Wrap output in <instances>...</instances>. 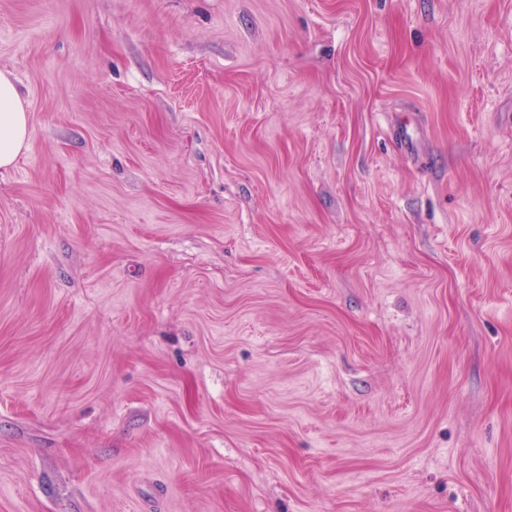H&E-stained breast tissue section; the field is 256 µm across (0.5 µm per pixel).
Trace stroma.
Instances as JSON below:
<instances>
[{"label":"stroma","mask_w":512,"mask_h":512,"mask_svg":"<svg viewBox=\"0 0 512 512\" xmlns=\"http://www.w3.org/2000/svg\"><path fill=\"white\" fill-rule=\"evenodd\" d=\"M0 512H512V0H0ZM30 123L12 80L0 73V168L13 165L29 140Z\"/></svg>","instance_id":"stroma-1"}]
</instances>
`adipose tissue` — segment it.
I'll return each mask as SVG.
<instances>
[{
  "instance_id": "1",
  "label": "adipose tissue",
  "mask_w": 512,
  "mask_h": 512,
  "mask_svg": "<svg viewBox=\"0 0 512 512\" xmlns=\"http://www.w3.org/2000/svg\"><path fill=\"white\" fill-rule=\"evenodd\" d=\"M30 123L12 80L0 73V168L13 165L29 140Z\"/></svg>"
}]
</instances>
